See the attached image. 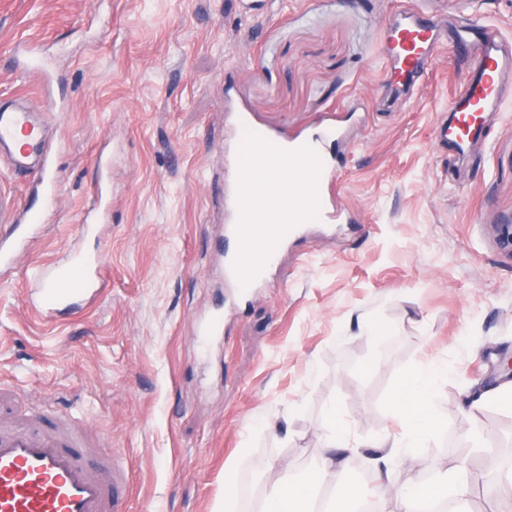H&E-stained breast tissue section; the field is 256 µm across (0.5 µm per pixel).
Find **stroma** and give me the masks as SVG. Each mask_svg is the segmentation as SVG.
<instances>
[{
    "mask_svg": "<svg viewBox=\"0 0 512 512\" xmlns=\"http://www.w3.org/2000/svg\"><path fill=\"white\" fill-rule=\"evenodd\" d=\"M259 2L0 0V101L22 93L52 126L60 180L44 234L0 285V389L16 393L0 419L26 403L46 426L80 421L97 455L126 466V512H217L229 477L240 512H256L314 468L334 416L356 445L336 453L346 489L372 493L360 475L386 437L399 446L389 512L402 488L446 473L473 512H512V403L497 396L512 380V102L465 154L434 142L468 68L456 26L490 24L512 44V0H410L443 38L409 101L391 98L381 55L401 0ZM20 40L52 58V93L12 71ZM53 98L66 111H48ZM336 110L352 227L305 224L268 287L232 300L218 251L228 113L292 135ZM104 180L111 204L90 240L81 218ZM93 248L101 298L39 321L26 271ZM220 304L223 333L202 343ZM434 365L432 432L408 448L392 403Z\"/></svg>",
    "mask_w": 512,
    "mask_h": 512,
    "instance_id": "35a3bbf8",
    "label": "stroma"
}]
</instances>
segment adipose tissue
<instances>
[{
	"instance_id": "obj_1",
	"label": "adipose tissue",
	"mask_w": 512,
	"mask_h": 512,
	"mask_svg": "<svg viewBox=\"0 0 512 512\" xmlns=\"http://www.w3.org/2000/svg\"><path fill=\"white\" fill-rule=\"evenodd\" d=\"M288 169V158L284 155L264 152L256 159L250 174V183L257 190L252 198V223H270L276 215L287 210ZM434 379L430 371L412 377L404 383L394 401L407 422V437L415 444L425 440L432 430L428 395ZM347 445L343 426L331 425L316 467L305 479H295L272 489L265 500L263 512H312V491L335 477L334 454L337 449Z\"/></svg>"
}]
</instances>
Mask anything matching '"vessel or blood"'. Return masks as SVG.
I'll return each mask as SVG.
<instances>
[{"instance_id":"obj_1","label":"vessel or blood","mask_w":512,"mask_h":512,"mask_svg":"<svg viewBox=\"0 0 512 512\" xmlns=\"http://www.w3.org/2000/svg\"><path fill=\"white\" fill-rule=\"evenodd\" d=\"M439 41L435 23L418 11L404 9L384 35L391 83L405 89H418L428 73ZM458 54L470 58L473 66L454 97L448 118L436 127L440 144L467 148L483 136V114L503 103L502 77L512 68V51L507 50L493 30L459 31L455 41ZM262 144H283L292 155L293 165L302 171L293 182L290 201L298 210L297 223L255 227L250 238H243L242 224H233L232 237L240 246L224 257V277L238 294L249 293L274 264L289 238L296 236L301 222L347 224L351 216L329 189L341 172L338 156L326 149L327 143L340 142L345 131L340 124L322 122L312 131L282 142L268 131L255 133ZM0 160L15 171L39 175L43 200H51L58 183L55 165L44 125L36 123L20 101L0 103ZM93 205L83 218L85 237H92L94 226L107 206L104 189L92 196ZM44 218L34 207L15 208L9 197L0 195V281L13 270L17 251L27 248L41 230ZM33 296L32 308L47 322L94 302L103 284L100 252L81 251L60 262L35 267L27 276ZM127 483L124 466L113 458L90 461L77 434L48 429L36 432L24 425L0 427V512H123L121 494Z\"/></svg>"}]
</instances>
